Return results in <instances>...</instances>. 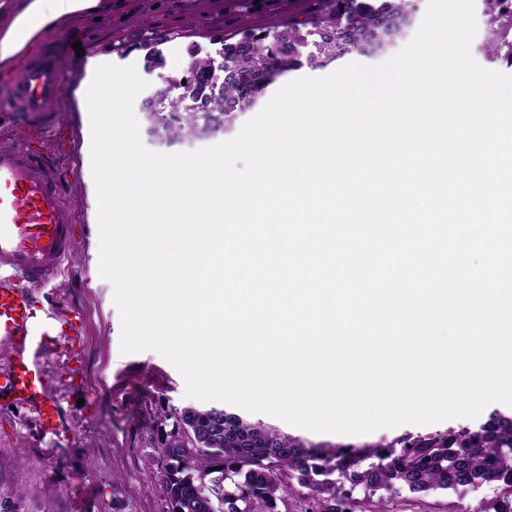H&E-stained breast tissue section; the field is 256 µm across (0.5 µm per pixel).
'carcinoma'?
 I'll list each match as a JSON object with an SVG mask.
<instances>
[{
    "instance_id": "obj_1",
    "label": "carcinoma",
    "mask_w": 512,
    "mask_h": 512,
    "mask_svg": "<svg viewBox=\"0 0 512 512\" xmlns=\"http://www.w3.org/2000/svg\"><path fill=\"white\" fill-rule=\"evenodd\" d=\"M491 23L512 27V0H486ZM416 11L413 0H311L301 23L273 33L224 42V64L190 54L186 83L178 95L164 87L144 107L147 132L167 140L222 133L251 109L261 87L275 75L350 54L376 56L395 47ZM512 43L499 42L490 29L485 49L498 54ZM167 461L162 474L165 512H279L286 497L308 502L304 512H359L350 490L361 487L374 504L388 509L405 491L419 498L456 487L495 483L499 496L476 512H512V410L489 414L478 429L464 426L425 435L398 437L382 446L315 443L262 421L252 423L223 408L187 407L174 414L172 429L158 440ZM373 462L367 467L362 463ZM334 473L350 485L330 479ZM20 493L0 489V512H20Z\"/></svg>"
}]
</instances>
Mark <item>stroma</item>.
<instances>
[{
  "instance_id": "stroma-1",
  "label": "stroma",
  "mask_w": 512,
  "mask_h": 512,
  "mask_svg": "<svg viewBox=\"0 0 512 512\" xmlns=\"http://www.w3.org/2000/svg\"><path fill=\"white\" fill-rule=\"evenodd\" d=\"M309 10L310 0H112L110 9L73 13L61 25L93 52L91 71L103 57L142 69L146 43L160 40L163 67L141 74L154 90L181 78L190 50L221 65L225 40L305 20ZM61 108L60 126L48 142L13 130V115L0 109V146L23 143L36 150L73 205L77 252L61 275L30 291L36 307L76 317L68 337L53 339L41 358L46 391L59 401L70 432L52 438L34 411L0 392V486L20 492L22 512H165V462L150 421L192 400L180 373L157 352L120 349L113 286L98 273L90 119L81 84L72 85ZM498 493L491 483L420 501L405 494L392 508L474 512Z\"/></svg>"
}]
</instances>
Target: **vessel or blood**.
<instances>
[{"mask_svg": "<svg viewBox=\"0 0 512 512\" xmlns=\"http://www.w3.org/2000/svg\"><path fill=\"white\" fill-rule=\"evenodd\" d=\"M76 74L59 57L40 49L12 72L7 108L39 139L53 137L60 102ZM71 203L50 169L28 147H0V345L10 350L5 386L36 410L47 433L68 432L59 402L45 392L39 355L47 347L57 314L38 313L18 281L43 284L73 256Z\"/></svg>", "mask_w": 512, "mask_h": 512, "instance_id": "b4317fda", "label": "vessel or blood"}]
</instances>
